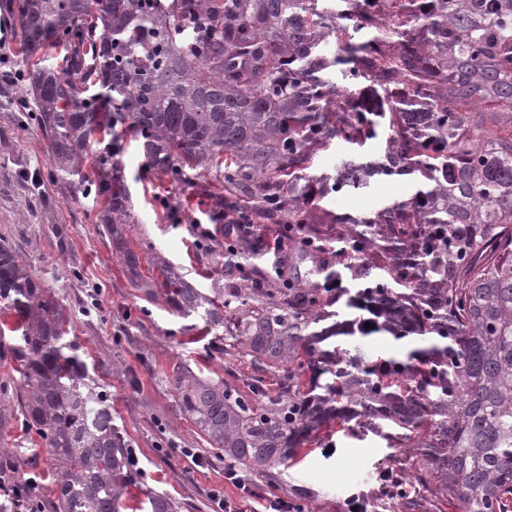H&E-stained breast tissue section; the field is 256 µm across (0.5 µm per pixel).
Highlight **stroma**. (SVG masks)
Segmentation results:
<instances>
[{"label":"stroma","instance_id":"obj_1","mask_svg":"<svg viewBox=\"0 0 512 512\" xmlns=\"http://www.w3.org/2000/svg\"><path fill=\"white\" fill-rule=\"evenodd\" d=\"M21 31L14 0H0V69L23 70L19 54ZM25 82H0V236L28 262L43 287L55 294L71 319L68 338L81 346L89 372L107 391L115 424L124 429L138 460L140 485L129 487L124 512H139L142 487L169 496L179 512H209L212 489L224 484L227 461L217 458L194 425L181 418L173 396V369L189 366L197 375L234 374L246 382L262 376L268 389L277 378L258 374L241 356L225 355L224 333L198 316L183 318L164 303L134 288L109 238L97 222L100 200L79 177L65 176L50 163V147L36 120L37 107L19 110ZM380 128L364 146L340 140L320 150L314 174L336 175L348 161L380 158L387 137ZM115 160L132 195L136 222L129 232L149 284L161 279L156 260L164 258L185 279L210 297H221L228 284L269 278L284 256L265 250L257 241L232 255L224 247V224L204 204L196 187L176 185L153 175L137 142L120 140ZM417 186L413 175L375 176L366 187L333 193L324 208L355 218H371L396 201L410 198ZM342 300L331 307L335 321L372 318L364 306L348 298L382 276L372 271L353 279L337 266ZM326 348L374 363L405 356L419 348L415 337L394 339L385 332H354L328 339ZM193 448L202 465L191 468L182 451ZM18 453V476L41 473L42 499H49L53 473L36 434L18 424L0 430V455ZM417 461L416 454L391 455L373 433L355 437L332 425L327 437L304 446L289 466L278 467L274 479L246 474L256 492L252 502L262 512L268 499L300 503L304 512H342L348 499L359 500L367 512H394L396 501L382 496L377 474H401Z\"/></svg>","mask_w":512,"mask_h":512}]
</instances>
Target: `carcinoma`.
<instances>
[{"label": "carcinoma", "mask_w": 512, "mask_h": 512, "mask_svg": "<svg viewBox=\"0 0 512 512\" xmlns=\"http://www.w3.org/2000/svg\"><path fill=\"white\" fill-rule=\"evenodd\" d=\"M16 0L28 91L56 171L78 175L92 141L99 222L141 280L128 248L133 223L112 143L121 129L153 174L193 184L217 215L248 224H342L366 264L386 273L363 289L378 329L431 340L406 358L362 366L321 344L313 325L341 291L247 284L218 302L161 267L160 291L180 316L224 328L226 346L257 370L279 373L269 391L174 370V400L216 455L264 478L300 447L353 421L388 447L423 448L403 475L397 512L422 497L448 512H512V0ZM365 31L353 45L348 28ZM335 44L339 53L326 46ZM63 46L65 67L33 61ZM347 64L348 86L328 71ZM99 86L104 92L89 93ZM388 120L382 159L348 163L353 176L315 175L314 156L334 139L362 145ZM417 174L423 184L368 219L307 206L373 176ZM448 230L446 243L433 229ZM0 303L22 334L0 336L16 365V421L45 445L53 498L34 512H121L132 451L112 423L107 393L81 347L66 340L62 305L0 237ZM329 374L331 383H320ZM345 392L347 405L335 406ZM399 429L384 431V425ZM147 512H177L151 489Z\"/></svg>", "instance_id": "1"}]
</instances>
